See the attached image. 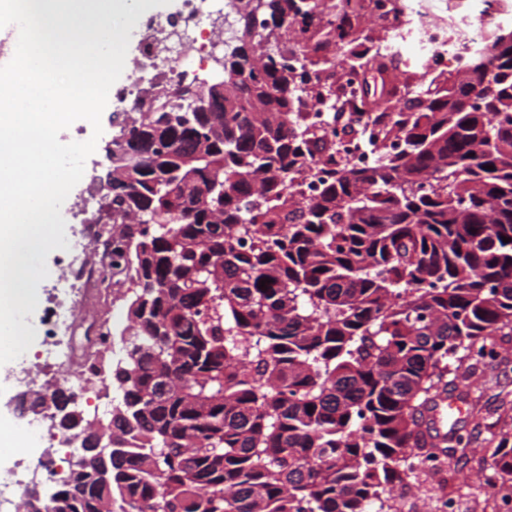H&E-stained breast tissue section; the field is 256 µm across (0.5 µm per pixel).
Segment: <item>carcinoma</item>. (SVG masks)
<instances>
[{"label": "carcinoma", "instance_id": "carcinoma-1", "mask_svg": "<svg viewBox=\"0 0 512 512\" xmlns=\"http://www.w3.org/2000/svg\"><path fill=\"white\" fill-rule=\"evenodd\" d=\"M224 93L186 105L155 86L122 119L108 275L138 344L113 420L118 512H375L408 450L450 458L424 429L512 336V27L403 96L382 87L369 168L336 160L311 106L344 109L336 75L381 55L361 36L373 0H238ZM262 34H257V29ZM303 63H291L295 51ZM211 134L204 152L199 137ZM320 165L317 196L295 184ZM492 169L487 170L485 166ZM510 242L505 243L502 237ZM269 278L266 287L260 281ZM467 363L443 382L448 360ZM485 484L512 490V435ZM53 493L94 512L102 492L64 473Z\"/></svg>", "mask_w": 512, "mask_h": 512}]
</instances>
